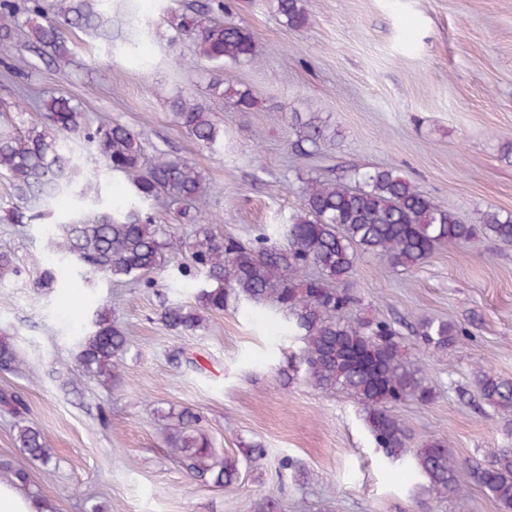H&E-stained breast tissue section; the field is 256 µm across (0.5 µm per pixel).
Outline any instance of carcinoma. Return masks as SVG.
I'll list each match as a JSON object with an SVG mask.
<instances>
[{
    "mask_svg": "<svg viewBox=\"0 0 512 512\" xmlns=\"http://www.w3.org/2000/svg\"><path fill=\"white\" fill-rule=\"evenodd\" d=\"M102 0H0V52L6 53L23 28L27 48L40 60L55 61L70 53L68 33L80 30L102 35L112 20L100 8ZM178 32L194 47L198 59L214 71L224 63L252 64L258 60L253 34L240 24L217 18L223 0L183 3L170 0ZM277 13L291 30L303 27L307 14L303 0H276ZM213 79L209 91L224 96L225 104L245 112L257 103L250 90L228 87ZM172 112L203 147L212 148L224 130L210 118L206 105L195 98L177 97ZM47 121L39 131L0 137V176L11 186L10 215L16 224L31 219V206L49 207L62 194L78 198L66 216L46 228L51 254L37 286L51 288L60 268L66 266L91 286L101 275L112 281L149 282L164 255L183 246L167 224L154 223L145 208L161 196L179 205L183 224H197L188 243L193 267L181 275L199 280L195 301L210 311H222L230 301L267 304L284 314L288 334L301 342L296 354L316 388L343 392L360 406L362 420L378 453L392 463L411 457L431 490L439 494L459 490L450 449L440 440L425 442L415 453L406 424L392 413L397 403L427 404L432 390L418 366L405 358L396 332L382 320L344 319L340 313L355 299L348 282L359 254H370L394 268L420 266L443 243L463 245L484 235L504 247L512 246V213L495 209L483 212L481 223L466 224L458 214L436 204L392 168L354 170L349 185L310 178L301 187V203L288 223L244 245L211 226L217 219L204 215L194 204L206 192L196 166L188 159L159 151L148 160L139 135L115 120L88 132L89 118L81 104L62 91L38 101ZM296 147L315 145L324 127L311 118L292 126ZM84 138L87 154L75 156L68 147L73 138ZM132 176L131 192L123 209H86L82 202L91 185L81 180L83 163ZM166 328L191 335L201 327L198 310L171 304L161 313ZM417 335L434 349H446L463 331L433 318L419 322ZM79 364L89 374L117 377L123 355L130 350L125 334L112 325L107 310L92 314L88 334L78 343ZM22 362L19 349L0 338V370ZM481 396L489 404L512 410V381L486 371L477 379ZM180 429L166 439L176 458L190 472L208 477L214 485L228 486L238 475L237 463L217 459L209 437L199 428V417L190 409L178 413ZM17 447L33 460L47 465L53 453L44 433L24 425L18 428ZM472 478L497 502L500 512H512V451L492 453L487 464L472 469Z\"/></svg>",
    "mask_w": 512,
    "mask_h": 512,
    "instance_id": "obj_1",
    "label": "carcinoma"
}]
</instances>
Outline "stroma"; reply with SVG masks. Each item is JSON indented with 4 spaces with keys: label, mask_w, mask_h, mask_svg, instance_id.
<instances>
[{
    "label": "stroma",
    "mask_w": 512,
    "mask_h": 512,
    "mask_svg": "<svg viewBox=\"0 0 512 512\" xmlns=\"http://www.w3.org/2000/svg\"><path fill=\"white\" fill-rule=\"evenodd\" d=\"M111 4V37L71 33L57 74L28 67L21 42L0 60V134L42 126L38 98L64 89L93 123L131 127L146 156L166 150L192 160L210 187L201 210L245 244L287 223L304 179L345 180L356 168H395L469 224L490 208L512 212V0H305L308 21L295 31L276 0H224L225 18L254 34L259 53L257 63L228 62L221 74L225 86L256 92L247 112L226 111L209 91L211 74L192 61L167 0ZM178 95L204 100L223 142L202 147L178 124L169 107ZM293 112L324 125L314 152L290 148L285 117ZM84 176L96 185L92 204L128 201L126 175L89 168ZM10 204L0 179V251L18 268L0 279V336L23 354L19 370H0V393L25 403L20 414L0 405V464L27 471V492L48 512L95 504L104 512H254L271 494L274 512H499L469 470L491 450L512 448V412L487 405L475 384L483 371L512 380V247L482 236L444 244L411 271L365 255L350 280L355 315L390 323L434 392L431 403L394 412L414 443L447 442L461 490L443 496L411 462L393 464L375 450L353 399L308 383L299 342L271 307L205 312L189 336L166 328L165 305L194 301L178 270L190 252L165 261L150 286L90 288L66 273L39 288L45 220L35 207L31 223H9ZM99 307L131 342L110 384L77 361V340ZM423 316L456 324L462 337L426 348L415 334ZM186 407L218 456L237 461L231 486L202 482L167 448ZM23 422L45 431L50 465L17 448ZM252 443L267 454L249 463L243 450Z\"/></svg>",
    "instance_id": "35a3bbf8"
}]
</instances>
